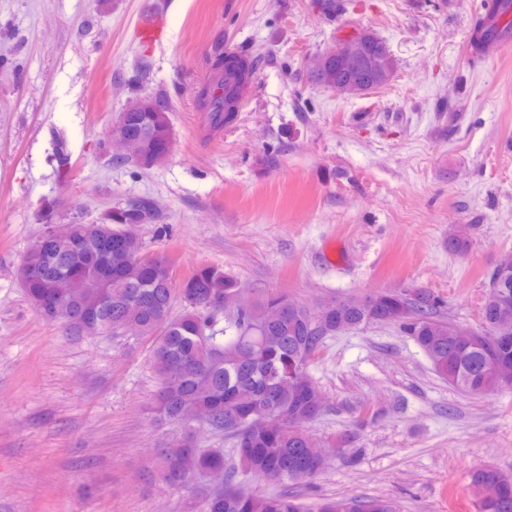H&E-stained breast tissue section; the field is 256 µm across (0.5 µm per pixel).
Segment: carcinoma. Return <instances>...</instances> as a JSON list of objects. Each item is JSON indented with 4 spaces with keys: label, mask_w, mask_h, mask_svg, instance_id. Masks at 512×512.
<instances>
[{
    "label": "carcinoma",
    "mask_w": 512,
    "mask_h": 512,
    "mask_svg": "<svg viewBox=\"0 0 512 512\" xmlns=\"http://www.w3.org/2000/svg\"><path fill=\"white\" fill-rule=\"evenodd\" d=\"M479 40L496 41L512 33V20L500 28H479ZM240 74L224 72L223 56L215 62L217 83L198 95L210 129H221L234 118L230 112L241 92L240 79H248L259 59L234 54ZM144 97L134 98L123 116L126 127L138 136L131 157L142 168L163 164L164 147L173 133L166 104L151 101L155 111H140ZM155 203L140 198L104 215L99 227L123 236V245L112 251V275L101 295L82 287L88 278L103 275L102 261L85 246L91 225L59 224L50 253L30 247L17 271L20 285L33 304L47 294L62 273L71 286L59 294L58 306L42 305L45 320L65 324L77 336H96L107 331L122 335L127 325L141 337L155 340L151 368L157 378L154 408L166 420L184 422L200 417L208 430L233 441L231 456L222 448H201L194 435L160 449L159 477L175 490L194 488L202 500V512H310L288 491L258 494L248 481L259 476L273 483L309 482L325 468L327 460L314 450L304 424L323 410L322 393L307 370L329 337L373 324H394L412 338L433 370L461 393L480 395L512 387V343L494 339L497 327L512 326V270L492 272L495 298L483 301L481 325L469 346L458 343L455 322L441 316L439 301L417 292L411 300L402 291L369 294L371 303L358 304L352 297L314 311L315 319L296 310L286 294H271L245 310L230 309L232 296L240 293L236 280L216 266H202L177 283L166 256L157 254L150 263L132 227L155 224ZM224 300V308L217 307ZM182 312L171 315L175 302ZM224 327L217 328L218 316ZM212 472L224 473V486L206 488L203 480ZM477 512H512V475L487 465L471 474ZM316 512H397L385 499L326 500Z\"/></svg>",
    "instance_id": "obj_1"
}]
</instances>
